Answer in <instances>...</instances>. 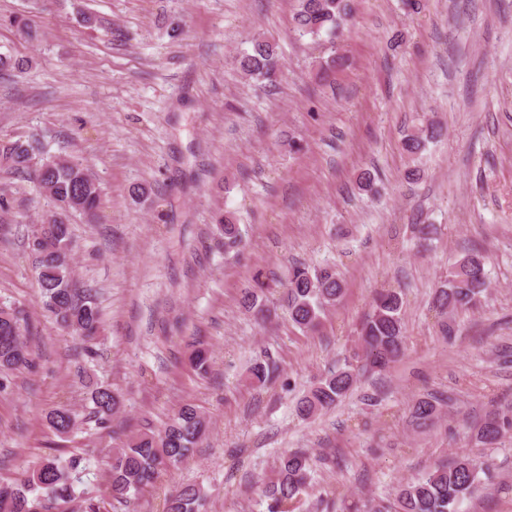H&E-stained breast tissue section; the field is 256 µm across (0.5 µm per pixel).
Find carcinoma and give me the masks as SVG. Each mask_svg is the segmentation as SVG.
Returning <instances> with one entry per match:
<instances>
[{
    "label": "carcinoma",
    "mask_w": 512,
    "mask_h": 512,
    "mask_svg": "<svg viewBox=\"0 0 512 512\" xmlns=\"http://www.w3.org/2000/svg\"><path fill=\"white\" fill-rule=\"evenodd\" d=\"M352 12L350 0H294L292 21L302 35L319 37L334 34ZM276 41L264 36L251 40V48L237 59L238 69L260 83H273L279 71ZM441 131L427 126L407 133L403 150L420 155L427 143ZM0 164L29 177L54 204L55 211L31 231L29 248L38 270L40 297L44 308L63 327L76 332L84 342L94 340L101 327V313L94 288H73V266L66 256L73 253L74 241L67 214H96L100 202L97 181L82 164L45 155L35 136L0 139ZM488 289L483 257L468 253L448 271L438 288L434 303L442 315L469 311L481 305ZM271 290L262 273L253 276V285L244 289L242 305L260 320L267 318L259 294ZM345 293L343 281L330 267L313 270L294 264L288 276V318L301 331L315 330L326 311L336 306ZM30 324L25 310L0 307V376L30 368L33 351L29 345ZM361 352L329 371L296 404L297 413L311 418L328 409L352 389L360 372H383L404 350L403 299L388 289L374 298L371 310L359 329ZM190 364L198 374L210 366V351L192 350ZM275 367L267 361L255 362L247 372L251 385H264L274 378ZM89 417L60 407L47 415L54 435L66 437L89 421L96 428L111 427L120 409L119 396L103 383L92 385ZM439 398L417 399L409 409L410 420L418 427L435 422ZM206 422L195 407L178 408L164 426L150 427L128 437L113 449L109 466L108 493L111 499L131 504L146 488L153 486L159 472L181 464L204 435ZM512 431V410L495 411L477 429L476 440L492 445ZM82 458L48 456L17 478L0 481V512H103L104 501L76 490V472ZM313 460L305 452H286L275 466V477L264 483L267 512H291L292 504L306 488ZM491 464L469 456H458L427 471L414 481L398 487L393 501L365 505L366 512H458L460 505L474 498L482 488V477H490ZM204 494L195 485H185L164 497L162 512H199Z\"/></svg>",
    "instance_id": "obj_1"
}]
</instances>
